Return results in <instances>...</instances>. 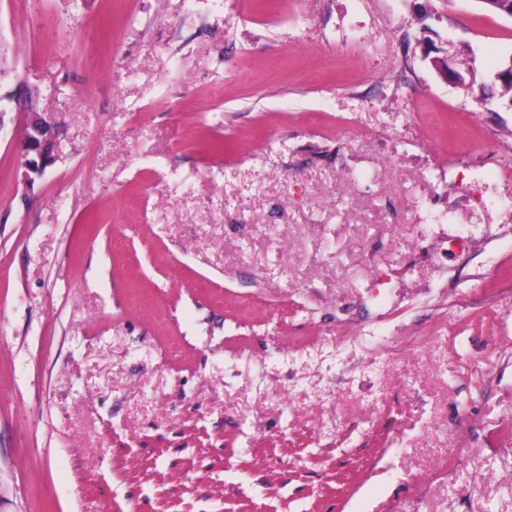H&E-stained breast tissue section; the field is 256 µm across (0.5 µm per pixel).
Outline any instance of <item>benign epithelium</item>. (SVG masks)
<instances>
[{"label":"benign epithelium","mask_w":512,"mask_h":512,"mask_svg":"<svg viewBox=\"0 0 512 512\" xmlns=\"http://www.w3.org/2000/svg\"><path fill=\"white\" fill-rule=\"evenodd\" d=\"M6 98L12 107L0 108V128L4 126V118L8 113L14 112L24 118L25 133L19 143L24 157L21 180L23 185L31 187L42 176L44 169L56 160L52 126L45 113L32 105L24 82H16L13 89L6 93Z\"/></svg>","instance_id":"obj_1"}]
</instances>
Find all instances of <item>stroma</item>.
<instances>
[{
  "label": "stroma",
  "mask_w": 512,
  "mask_h": 512,
  "mask_svg": "<svg viewBox=\"0 0 512 512\" xmlns=\"http://www.w3.org/2000/svg\"><path fill=\"white\" fill-rule=\"evenodd\" d=\"M0 43L60 150L24 190L6 116L0 512H512V18L0 0Z\"/></svg>",
  "instance_id": "1"
}]
</instances>
